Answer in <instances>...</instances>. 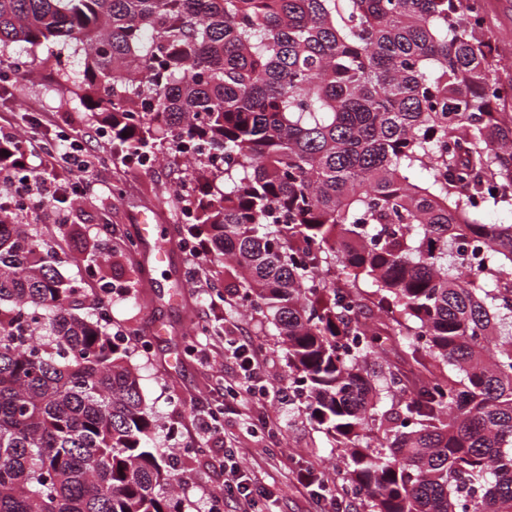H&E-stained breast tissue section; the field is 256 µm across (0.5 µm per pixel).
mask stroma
Masks as SVG:
<instances>
[{
	"label": "stroma",
	"mask_w": 512,
	"mask_h": 512,
	"mask_svg": "<svg viewBox=\"0 0 512 512\" xmlns=\"http://www.w3.org/2000/svg\"><path fill=\"white\" fill-rule=\"evenodd\" d=\"M483 27L492 35L501 68L498 76L512 100V0H484ZM47 47L19 45L9 51L19 63L9 82L0 85V131L14 136L38 132L43 143L54 144L63 131L92 132L88 149L96 158L88 180L81 183L83 204L57 208L47 202L37 229L45 243L60 256L57 267L63 280L82 282L74 305L86 312L93 285H112L109 331L119 332L135 346L146 404L156 420L155 441L161 447H184L195 434L198 409L221 410L219 436L248 474L272 490L267 512H320L310 494L291 481L294 470L311 469L316 478L343 488L347 467L326 435L311 421L306 393L288 368L286 350L274 326L262 315L239 307L237 282L223 266L210 265L208 285L197 288L189 258L178 242L189 234L174 195L189 169L183 160L167 158L153 167L126 166L112 158L110 138L99 136V126L82 112L66 106V93L53 83L42 61ZM142 224L162 229L168 251L156 261L149 243L139 240L128 248ZM138 294L130 302L128 293ZM162 326L164 336L155 335ZM257 349L268 360L267 379L288 387L291 397L276 395L251 400L243 406L225 402L221 383H235L240 370L224 354L226 341ZM206 345L210 363H201L189 345ZM267 414L270 423L258 435L249 431V417ZM185 512H198L202 486L220 484L219 469L207 459L187 458Z\"/></svg>",
	"instance_id": "35a3bbf8"
}]
</instances>
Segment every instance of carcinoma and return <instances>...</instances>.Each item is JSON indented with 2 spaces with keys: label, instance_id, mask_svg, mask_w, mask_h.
<instances>
[{
  "label": "carcinoma",
  "instance_id": "obj_1",
  "mask_svg": "<svg viewBox=\"0 0 512 512\" xmlns=\"http://www.w3.org/2000/svg\"><path fill=\"white\" fill-rule=\"evenodd\" d=\"M475 0H0V51L74 47L70 102L175 191L271 317L368 512H512V112ZM487 246L479 269L469 249ZM0 218V512H181L130 347ZM427 376L363 374L386 343Z\"/></svg>",
  "mask_w": 512,
  "mask_h": 512
}]
</instances>
